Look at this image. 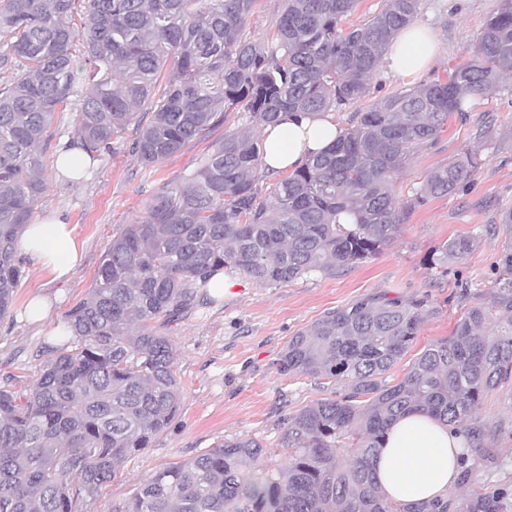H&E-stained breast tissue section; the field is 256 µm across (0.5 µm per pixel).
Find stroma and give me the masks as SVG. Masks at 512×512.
Instances as JSON below:
<instances>
[{"instance_id":"obj_1","label":"stroma","mask_w":512,"mask_h":512,"mask_svg":"<svg viewBox=\"0 0 512 512\" xmlns=\"http://www.w3.org/2000/svg\"><path fill=\"white\" fill-rule=\"evenodd\" d=\"M498 0H421L417 23L437 37L431 68L405 76L380 67L375 78L383 93L446 76L473 49ZM487 122V139L474 137ZM96 162L81 181L47 169L49 190L34 207V221L63 215L82 247L81 265L67 283L48 272L26 270L10 314L0 319V387L31 383L54 348L66 339L58 330L66 313L85 298L100 260L113 236L143 215L163 183L192 169L207 152L204 141L185 146L155 167L143 166L128 143ZM480 147L485 160L469 190L429 200L401 228L396 242L381 254L346 270L311 273L279 285H259L239 278L238 287L217 302L198 307L172 326L175 369L181 383V410L151 448L128 458L121 472L92 500L87 512H113L129 501L139 484L155 471L191 459L227 437H252L271 448L270 463H281L276 448L281 420L318 399L331 396L334 384L285 376L278 360L289 339L325 313L373 294L403 300L429 298L434 309L420 327L404 361L388 373L403 377L410 361L425 346L450 337L475 298L493 286L505 244L500 215L512 209V77L492 92L473 97L466 121L450 120L437 146L421 150L398 179L401 192H414L434 168L467 147ZM469 237L474 247L460 263H430L446 240ZM47 298L50 316L42 325L28 324L30 300ZM479 413L496 431L497 461L479 466L476 484H512V382L489 393Z\"/></svg>"}]
</instances>
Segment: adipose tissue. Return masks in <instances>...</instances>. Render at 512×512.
<instances>
[{"mask_svg":"<svg viewBox=\"0 0 512 512\" xmlns=\"http://www.w3.org/2000/svg\"><path fill=\"white\" fill-rule=\"evenodd\" d=\"M436 37L424 26H410L393 40L386 54L391 70L417 74L434 58ZM340 129L333 113L284 112L263 132L264 163L276 174L299 167L309 156L328 148ZM17 253L32 268L49 270L55 280H68L82 259L73 231L60 218L26 225ZM467 451L463 436L423 411H410L389 426L373 459L377 482L386 497L420 503L443 497L457 483V460Z\"/></svg>","mask_w":512,"mask_h":512,"instance_id":"adipose-tissue-1","label":"adipose tissue"}]
</instances>
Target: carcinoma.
<instances>
[{
	"label": "carcinoma",
	"instance_id": "1",
	"mask_svg": "<svg viewBox=\"0 0 512 512\" xmlns=\"http://www.w3.org/2000/svg\"><path fill=\"white\" fill-rule=\"evenodd\" d=\"M257 2L0 0V68L12 73L0 85L1 318L24 277L18 235L48 190L57 113H76L69 146L92 160L124 140L147 104L132 142L142 165L212 139L193 169L164 183L145 215L112 237L87 297L66 315L67 345L31 385L0 389V512H83L129 456L172 425L182 390L163 328L213 301L216 268L278 285L352 267L391 245L427 200L467 189L481 168L467 149L413 195L397 192L414 155L512 75V0H499L473 57L446 78L374 100L326 151L274 183L259 138L224 128L229 114L263 128L281 112L358 103L420 0H385L358 25L346 24L357 0H285L267 44L246 30ZM78 41L85 51L76 56ZM501 224L506 242L486 299L400 380L387 373L434 313L428 301L368 295L329 311L297 331L278 362L285 376L336 383L332 396L283 417L284 464L262 465L271 451L255 439L226 438L156 471L114 512H508L512 485L405 504L380 491L370 467L390 422L413 408L475 450L461 459L458 484L495 462V433L479 408L512 380L511 209ZM473 246L447 240L431 262L459 263Z\"/></svg>",
	"mask_w": 512,
	"mask_h": 512
}]
</instances>
